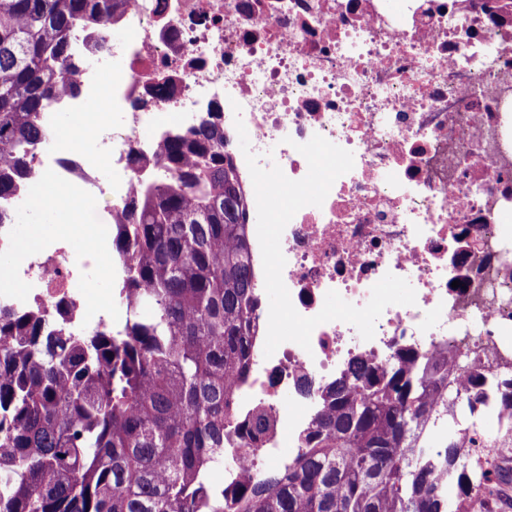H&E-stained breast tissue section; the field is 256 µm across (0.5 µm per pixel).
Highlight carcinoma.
Masks as SVG:
<instances>
[{
    "label": "carcinoma",
    "instance_id": "obj_1",
    "mask_svg": "<svg viewBox=\"0 0 512 512\" xmlns=\"http://www.w3.org/2000/svg\"><path fill=\"white\" fill-rule=\"evenodd\" d=\"M130 0H0V199L34 181L39 112L75 87L77 25ZM491 16L512 0H484ZM224 126L170 135L112 222L124 317L70 336L41 308H0V512H503L512 486V373L399 348L359 359L318 395L301 452L234 486L218 449L258 444L238 415L260 324L244 180Z\"/></svg>",
    "mask_w": 512,
    "mask_h": 512
}]
</instances>
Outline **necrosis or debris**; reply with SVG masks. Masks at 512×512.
Listing matches in <instances>:
<instances>
[{
    "mask_svg": "<svg viewBox=\"0 0 512 512\" xmlns=\"http://www.w3.org/2000/svg\"><path fill=\"white\" fill-rule=\"evenodd\" d=\"M117 24L127 36L101 40L80 29L70 43L76 93L40 113L37 174L102 203L107 215L133 200L166 133L206 116L223 123L242 177L243 120L260 166L292 180L308 172L300 144L314 135L349 150L352 170L322 206L301 208L285 227L282 278L299 314L315 316L328 291L362 307L385 275L406 279L410 306H388L363 339L331 321L310 349L287 341L265 356L257 338L238 411L262 408L271 428L255 448L224 451V477L264 471L301 450L318 408L315 390L354 360L388 363L400 347L421 354L453 343L481 362H512V301L500 284L512 252V23L474 0H130ZM165 93H158V84ZM112 95V117L95 129V157L58 134L57 114H81ZM149 159L136 171L133 155ZM112 170L102 180L99 165ZM90 263L61 240L11 269L25 293L0 303L65 305L80 328L113 320L111 300L87 310Z\"/></svg>",
    "mask_w": 512,
    "mask_h": 512,
    "instance_id": "necrosis-or-debris-1",
    "label": "necrosis or debris"
}]
</instances>
